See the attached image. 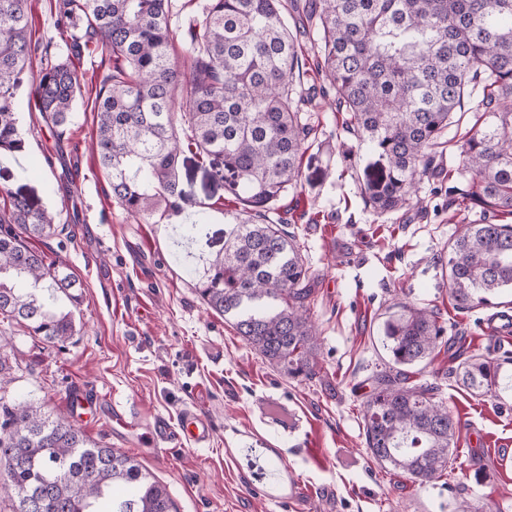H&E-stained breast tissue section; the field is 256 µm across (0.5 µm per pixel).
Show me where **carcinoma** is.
I'll use <instances>...</instances> for the list:
<instances>
[{
    "instance_id": "1",
    "label": "carcinoma",
    "mask_w": 512,
    "mask_h": 512,
    "mask_svg": "<svg viewBox=\"0 0 512 512\" xmlns=\"http://www.w3.org/2000/svg\"><path fill=\"white\" fill-rule=\"evenodd\" d=\"M282 0H208L187 31L185 70L171 54V0H60L71 46L96 42L113 65L96 91L92 150L128 213L177 216L186 148L241 208L224 214V249L196 283L203 303L278 371L314 373L309 268L296 235L269 217L301 182L314 95L297 80L296 32L308 35L322 96L348 114L367 159L359 195L378 216L423 208L420 184L465 102L477 99L460 147V197L512 216V0H304L288 25ZM28 0H0V150L21 153L17 88L32 57ZM81 95L65 61H48L27 102L62 137ZM187 128L182 136L178 126ZM56 231L32 198L0 209V319L63 343L82 302L69 269L28 240ZM448 289L463 310L512 290V224L483 218L448 240ZM384 323L391 364L374 372L365 444L378 463L426 486L457 463L458 421L433 388L403 367L429 359L446 333L428 306L395 303ZM501 363L473 355L459 378L477 395L499 384ZM0 467L16 512H177L166 488L130 456L89 442L64 416L0 399Z\"/></svg>"
}]
</instances>
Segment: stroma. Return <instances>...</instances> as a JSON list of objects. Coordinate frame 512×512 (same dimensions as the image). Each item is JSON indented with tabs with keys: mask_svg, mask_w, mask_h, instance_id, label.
I'll use <instances>...</instances> for the list:
<instances>
[{
	"mask_svg": "<svg viewBox=\"0 0 512 512\" xmlns=\"http://www.w3.org/2000/svg\"><path fill=\"white\" fill-rule=\"evenodd\" d=\"M28 8L33 44L57 54V0H28ZM69 62L84 84L72 122L59 139L40 125L38 113L20 110L24 163L16 167L0 157V206L4 192L19 190L52 211L58 233L30 245L70 268L83 301L74 336L55 345L0 321L6 359L0 397L45 403L71 417L92 442L133 457L166 485L177 512H512V460L500 461L497 452L500 443L512 442V387L478 396L455 374L464 359L481 354L502 361V374L512 376V335L485 332L491 319L512 312V292L470 310L456 308L448 294V240L458 225L482 214L457 203L466 186L456 172L457 146L436 156V177L422 183L425 210L374 215L340 162L342 147L355 142L345 113L314 97L309 110L320 124L309 139L301 184L273 214L295 231L312 275L318 366L314 376L293 379L201 302L196 272L179 246L177 218L135 217L113 199L91 151L94 90L109 56L91 44ZM65 169L72 180L67 192L57 187ZM179 177L185 214L210 206L200 247L219 251L224 216L239 203L191 153H184ZM400 301L437 309L445 342L407 373L410 382L433 386L435 399L461 423L455 472L423 487L380 466L365 447L372 374L388 359L383 322ZM77 385L98 400L74 414L69 396ZM269 395L286 397L298 411L305 440L278 437L260 421L259 405ZM191 406L213 423L208 447H147L142 435L156 418L177 424ZM116 408L129 429L113 425ZM256 435L264 447L279 449L302 485L284 506L263 498L256 469L240 453Z\"/></svg>",
	"mask_w": 512,
	"mask_h": 512,
	"instance_id": "35a3bbf8",
	"label": "stroma"
}]
</instances>
